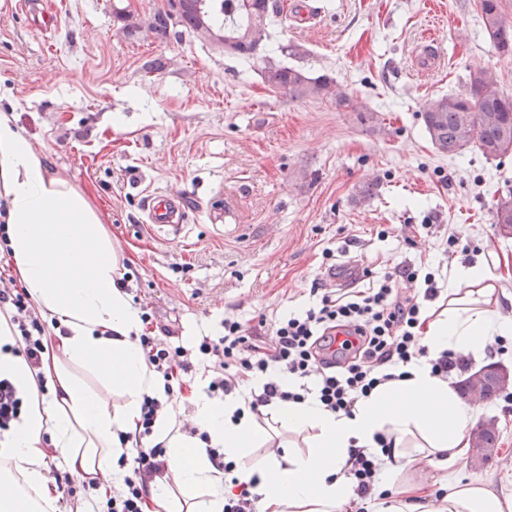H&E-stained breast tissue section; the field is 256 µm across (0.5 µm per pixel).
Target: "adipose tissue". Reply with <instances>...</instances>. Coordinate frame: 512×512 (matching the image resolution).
Listing matches in <instances>:
<instances>
[{"instance_id": "1", "label": "adipose tissue", "mask_w": 512, "mask_h": 512, "mask_svg": "<svg viewBox=\"0 0 512 512\" xmlns=\"http://www.w3.org/2000/svg\"><path fill=\"white\" fill-rule=\"evenodd\" d=\"M0 194L7 202L11 274L42 315L67 330L52 339L50 358L37 370L15 352L16 332L0 314V378L29 397L20 420L0 440V512H55L59 494L42 470L50 447L65 458L76 482L92 483L94 494L107 499L122 485L119 458L135 453L120 435L135 434L144 396L166 397L162 377L137 342L141 312L118 285L124 257L105 231L102 213L66 180L48 175L42 154L3 113ZM424 317L423 342L434 358L447 350L478 356L495 338L512 337V319L503 316L498 293L478 265L453 268L441 310H427ZM76 366L99 376L102 389L80 381L72 372ZM42 384L50 399L39 398ZM111 392L121 397L119 408L110 407ZM189 400L209 440L182 432L176 409L157 417L153 437L166 448L174 483L153 491L146 512H224L225 497L243 491L257 497L261 512H348L350 452L376 449L381 435L392 441L383 470L394 488L383 512H416L429 499L428 485L402 479V471L423 460L448 468L463 459L478 415L450 380L419 362L403 378L377 387L349 417L326 411L312 397L278 408V421L307 449L283 461L272 456L251 464L252 449L270 436L245 411L244 396L217 401L199 383ZM210 444L237 461L235 483L212 466ZM504 508L480 479L452 478L434 512Z\"/></svg>"}]
</instances>
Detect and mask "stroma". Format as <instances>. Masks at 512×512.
<instances>
[{"mask_svg": "<svg viewBox=\"0 0 512 512\" xmlns=\"http://www.w3.org/2000/svg\"><path fill=\"white\" fill-rule=\"evenodd\" d=\"M16 2L0 0V113L49 175L106 214L132 295L172 344L223 335L228 318L271 333L317 304L324 270L350 257L359 288L413 265L442 298L452 265H483L512 312V238L494 219L512 195V154H442L423 123L428 99L469 94L478 69L512 96V53L488 37L478 0H279L287 11L250 60L188 32L158 38L148 24L167 0ZM271 63L329 74L373 122L270 90ZM153 192L184 202L181 236L146 227ZM478 419L496 422L499 451L455 474L512 502V393L481 403Z\"/></svg>", "mask_w": 512, "mask_h": 512, "instance_id": "35a3bbf8", "label": "stroma"}]
</instances>
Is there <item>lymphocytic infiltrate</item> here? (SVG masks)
<instances>
[{
	"label": "lymphocytic infiltrate",
	"mask_w": 512,
	"mask_h": 512,
	"mask_svg": "<svg viewBox=\"0 0 512 512\" xmlns=\"http://www.w3.org/2000/svg\"><path fill=\"white\" fill-rule=\"evenodd\" d=\"M394 278L384 275L372 287L358 291L329 289L304 314L275 323L268 337L228 319L223 336L202 338L191 349L164 344L151 332L142 333L139 343L148 365L163 378L166 394L185 385L191 357L197 354L214 364L208 393L227 395L245 378H262L259 394L248 404L255 416L303 401L310 394L325 410L349 416L379 385L395 379L399 369L428 355L419 333L421 299L399 291ZM2 305L10 309L25 359L40 367L47 350L45 327L26 293L1 287ZM340 329L349 332V339L338 340ZM286 377L295 379V386L283 385ZM309 377L315 378V389L305 386ZM350 463L354 494L358 502H365L377 484L381 459L378 453L358 449ZM133 464L124 490L107 500V512H143L151 481L165 469L164 446L157 443L138 449Z\"/></svg>",
	"instance_id": "f902f5d3"
}]
</instances>
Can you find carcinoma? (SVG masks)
<instances>
[{"instance_id": "1", "label": "carcinoma", "mask_w": 512, "mask_h": 512, "mask_svg": "<svg viewBox=\"0 0 512 512\" xmlns=\"http://www.w3.org/2000/svg\"><path fill=\"white\" fill-rule=\"evenodd\" d=\"M209 15L201 18L189 4L173 10L172 3L155 13L149 29L166 37L176 27L198 33L201 21L215 30L224 31V38L233 41V52L253 56L269 37L272 16L281 13L274 0H208ZM481 17L489 37L496 47L512 51V24L505 18L502 0H479ZM265 83L273 91H286L296 98L330 97L336 107L357 113L362 123L374 119L371 111L354 95L336 84L327 74L312 76L288 66L272 64L265 69ZM471 93L444 94L430 99L424 108L423 121L435 148L448 155L461 152L475 144L487 157L509 153L512 146V96L500 92L495 76L487 70L469 74ZM496 223L512 228V197L498 201L494 215ZM497 429L490 425L478 431L477 445L486 450L483 460L494 454L498 445Z\"/></svg>"}]
</instances>
